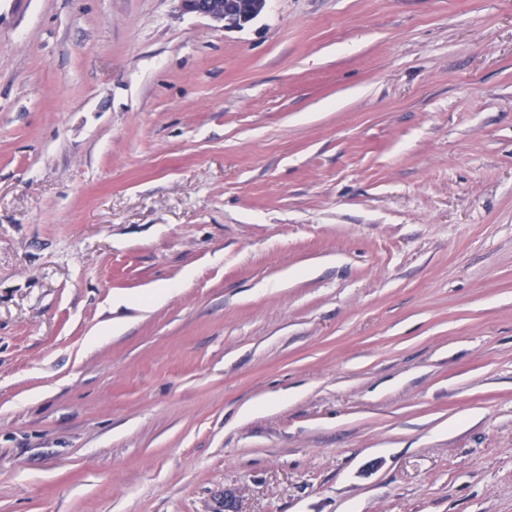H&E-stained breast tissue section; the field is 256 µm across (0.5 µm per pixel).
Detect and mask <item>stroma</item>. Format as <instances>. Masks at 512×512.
Segmentation results:
<instances>
[{"mask_svg":"<svg viewBox=\"0 0 512 512\" xmlns=\"http://www.w3.org/2000/svg\"><path fill=\"white\" fill-rule=\"evenodd\" d=\"M0 512H512V0H0ZM188 13L209 18L226 30L239 29L255 20L265 0H178Z\"/></svg>","mask_w":512,"mask_h":512,"instance_id":"obj_1","label":"stroma"}]
</instances>
